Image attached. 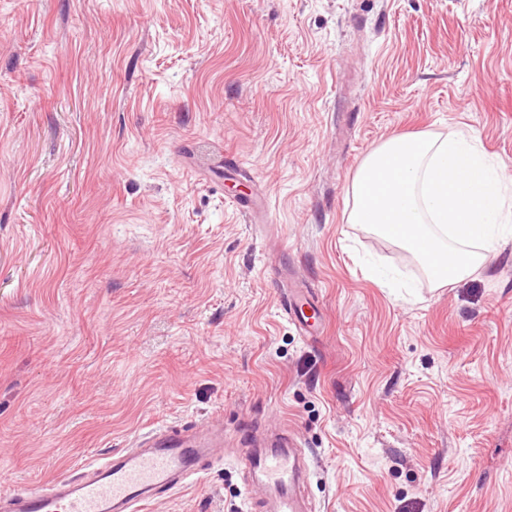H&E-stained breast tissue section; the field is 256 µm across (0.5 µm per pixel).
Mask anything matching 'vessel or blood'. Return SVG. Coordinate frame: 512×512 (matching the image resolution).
<instances>
[{
  "label": "vessel or blood",
  "instance_id": "vessel-or-blood-1",
  "mask_svg": "<svg viewBox=\"0 0 512 512\" xmlns=\"http://www.w3.org/2000/svg\"><path fill=\"white\" fill-rule=\"evenodd\" d=\"M313 301L289 292L284 311L308 328ZM137 451L108 458L79 476L53 480L21 494L0 495V512H144L157 495L184 484L199 472L205 443L191 434L148 435ZM245 467L262 484L266 512H306L298 491L307 462L294 437L280 435L269 450L247 451Z\"/></svg>",
  "mask_w": 512,
  "mask_h": 512
}]
</instances>
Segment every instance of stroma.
I'll return each mask as SVG.
<instances>
[{
	"label": "stroma",
	"instance_id": "stroma-1",
	"mask_svg": "<svg viewBox=\"0 0 512 512\" xmlns=\"http://www.w3.org/2000/svg\"><path fill=\"white\" fill-rule=\"evenodd\" d=\"M451 131L512 177V0H0V491L203 423L147 512H262L235 453L284 429L312 512H512V234L436 290L348 221ZM301 299L304 302L300 303ZM283 308L287 316L290 315L300 328L305 329L312 326V324H309V321L317 316L315 308H318V305L310 301L302 293V290L295 289L289 292L288 299L283 304ZM306 308L312 311L310 315L306 313Z\"/></svg>",
	"mask_w": 512,
	"mask_h": 512
}]
</instances>
